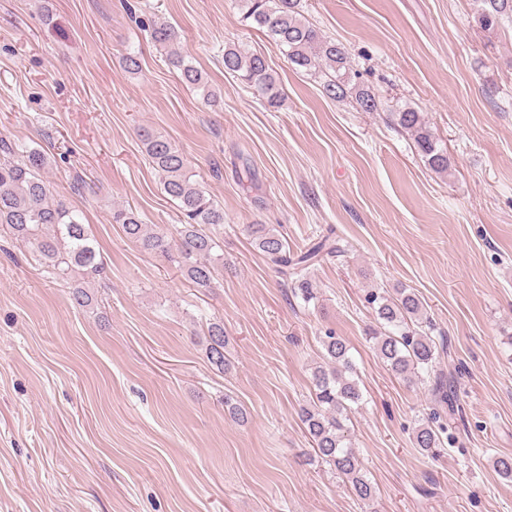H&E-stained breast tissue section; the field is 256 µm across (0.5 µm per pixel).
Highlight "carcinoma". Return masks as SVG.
I'll return each mask as SVG.
<instances>
[{
	"label": "carcinoma",
	"instance_id": "1",
	"mask_svg": "<svg viewBox=\"0 0 512 512\" xmlns=\"http://www.w3.org/2000/svg\"><path fill=\"white\" fill-rule=\"evenodd\" d=\"M246 19L265 31L296 68L320 79L323 95L333 101L355 100L363 112H375V95L354 82L344 47L325 37L301 13L300 0H239ZM512 22V0H474L469 23L486 32H494ZM152 40L167 49L169 65L179 70L183 82L203 90L210 99L203 73L175 47L178 32L166 22L151 24ZM224 71L236 74L253 94L268 106L280 105L283 93L278 79L260 53L234 45L224 47ZM396 124L410 132L418 151L428 165L440 172L448 170V155L437 143L421 113L404 108L394 112ZM141 141L154 169L160 174L164 192L178 201L182 215L178 239L154 230L130 207L112 212L127 238L150 254H160L178 264L185 277L198 288L212 287L218 267L224 265L221 246L205 227L224 223V208L215 203L195 179L183 151L162 135L145 130ZM50 163L46 151L25 143L0 137V227L25 242L48 272L71 283L70 299L80 308L92 305L94 296L78 280L80 273L98 274L103 269L99 253L79 212L54 198L44 177ZM247 231L253 243L283 277L296 278L295 290L310 302L316 292L303 272L325 257H338L337 244L322 239L293 255L287 239L267 224H250ZM367 302L375 314L378 328L369 340L378 356L405 384L411 386L433 381L431 396L435 408L427 421L414 431V445L427 455H435L440 446L441 411L452 406L455 389L443 370L437 368L444 345L435 341L424 328L427 322L421 298L408 288L393 292L372 291ZM205 354L210 365L223 371L229 365L225 356L224 322L213 319L205 333ZM322 362L312 370L313 396L300 408L317 459L329 465L345 487L361 500L371 501L375 487L363 472L346 422L352 406L362 394L355 379L349 346L332 333L323 337Z\"/></svg>",
	"mask_w": 512,
	"mask_h": 512
}]
</instances>
